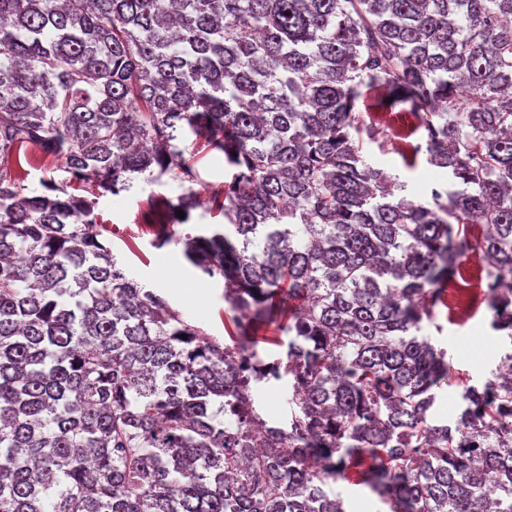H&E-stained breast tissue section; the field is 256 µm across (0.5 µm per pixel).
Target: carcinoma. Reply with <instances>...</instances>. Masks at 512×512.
Wrapping results in <instances>:
<instances>
[{
	"instance_id": "1",
	"label": "carcinoma",
	"mask_w": 512,
	"mask_h": 512,
	"mask_svg": "<svg viewBox=\"0 0 512 512\" xmlns=\"http://www.w3.org/2000/svg\"><path fill=\"white\" fill-rule=\"evenodd\" d=\"M376 86L463 189L431 208L365 163ZM190 144L231 171L205 200ZM31 146L112 194L178 180L164 245L222 213L185 256L282 319L285 358L127 274L93 201L24 193ZM472 251L512 341V0H0V512H344L324 487L350 477L390 512H512V378L429 415L449 367L424 322ZM284 377L270 426L252 383ZM192 223L193 224L176 226V229L182 234L189 233L194 236L201 234L204 231H210L222 227V224H224V217L219 214L218 211H209L208 208L203 205L193 212Z\"/></svg>"
}]
</instances>
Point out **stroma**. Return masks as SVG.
Listing matches in <instances>:
<instances>
[{
  "mask_svg": "<svg viewBox=\"0 0 512 512\" xmlns=\"http://www.w3.org/2000/svg\"><path fill=\"white\" fill-rule=\"evenodd\" d=\"M388 109L382 89L365 91L356 104L366 125L378 129V141L365 142L363 156L369 165L383 169L406 186L408 198L429 202L432 188L459 189V182L446 170L429 165L425 155H412V145L421 143L419 130L404 139H396L382 117ZM69 193L95 201L94 215L102 229L106 246L118 266L147 287L164 296L169 304L203 334L227 341L232 329L230 311L224 299V280L204 275L185 257L182 245H159L163 233L153 221L152 202L179 194L177 181L162 176L148 183L136 179L130 190L117 195L100 193L89 182L68 183ZM492 313L480 307L468 321L458 320L445 307H437L435 322L425 333L433 343L445 349L449 365L448 382L437 391L431 416L437 420L454 417L462 408L465 386L478 385L491 378L499 368L506 344L491 327ZM252 395L263 419L286 422L292 389L287 381L253 384Z\"/></svg>",
  "mask_w": 512,
  "mask_h": 512,
  "instance_id": "obj_1",
  "label": "stroma"
}]
</instances>
